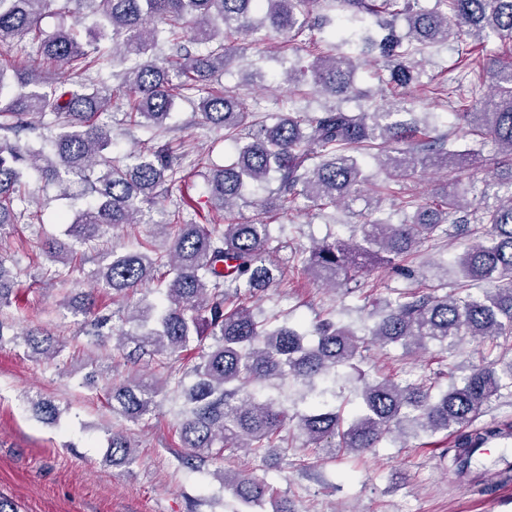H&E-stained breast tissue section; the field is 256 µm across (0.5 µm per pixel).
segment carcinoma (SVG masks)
Here are the masks:
<instances>
[{"label": "carcinoma", "instance_id": "1", "mask_svg": "<svg viewBox=\"0 0 512 512\" xmlns=\"http://www.w3.org/2000/svg\"><path fill=\"white\" fill-rule=\"evenodd\" d=\"M57 1L74 22L44 32L39 24ZM329 11L339 13L334 41L321 49L303 35L331 24ZM88 12L101 13L105 24L84 43L78 24ZM365 15L389 25L381 39L357 29ZM399 18L403 33L391 28ZM263 27L277 40L276 51L293 57L284 81L332 96L335 105L310 117L283 112L268 125L248 121L235 90L207 88L233 61L229 44L252 39L262 51L255 35ZM185 33L198 52L182 44ZM28 36L38 42L39 61L19 68L7 56L0 60V235L21 218L17 204L27 201L22 183L31 172L62 196L77 181L82 189L73 197L87 199L73 216L61 217L67 240L43 242V254L52 259L41 272L48 285L68 280L86 251L99 245L103 228L144 223L146 211L181 181L180 165L166 149L112 156L110 130L93 122L111 106V91L86 76L104 60L125 67L121 87L138 126L166 128L175 101L189 102V93H199L196 108L205 122L234 143L228 163L202 172L211 210L230 212L239 202L257 210L254 221L224 225L187 224L182 209L167 211L154 226L170 236L168 253L154 252L148 240L133 252L112 250V260L94 272V288L59 301L83 317L79 331L92 326L93 344L113 339L115 349L129 350L126 362L135 365L146 356L153 365L150 383L133 374L106 384L112 410L139 423L174 386L183 399L175 433L186 449L181 462L190 469L207 460L223 463L226 450L267 452L293 424L315 445V454L331 459L338 451L365 452L384 440L405 444L456 429L453 462L456 474L465 476L466 453L483 438L503 431L512 436L511 428L475 425L493 399L512 392V360L502 358H484L438 389L403 387L390 376L369 380L360 373L347 420L329 401L342 397L336 378L363 358L370 343L422 352L434 344L445 352L468 338L495 346L512 340V66L500 68L488 93L476 83L437 84L434 91L456 119L446 132L427 121L396 119L406 110L397 90L418 81L432 48L452 45L456 68L475 75L486 60L473 55V45L491 36L512 43V0H434L431 8L419 0H0V47ZM164 39L176 50V58L165 62L157 56ZM368 47L378 50L377 78L391 95L383 96L386 105L355 114L342 101L357 94L355 76L367 65ZM45 62L63 74L49 91L43 90ZM48 112L67 119L65 130L38 146L21 142L19 133L31 127V119ZM469 136L481 148L493 146L480 179L462 178L477 153L455 143ZM374 169L385 174L386 191L429 170L444 174L445 183L423 203L412 194L402 196V207L413 215L391 224L375 216L381 199L364 193ZM300 196L321 209L351 211L361 204L373 216L347 225L348 237L309 248L303 273L318 287L348 291L377 267L409 269L420 245L448 234V224L462 227L466 240L448 260L431 263L443 273L440 285L422 281L383 300L362 335L333 318L318 319L311 341L307 331L286 322L274 325L247 303L286 282V267L268 249L271 225L264 215L290 209ZM450 268L456 274L451 284ZM154 282L158 300L131 303ZM448 287L455 292H444ZM474 288L479 292L472 293ZM17 290L18 274L0 260V313ZM99 292L116 305L104 315ZM115 316L132 328L118 335L101 332ZM14 337L37 362L58 361L65 349L45 329ZM288 375L307 389L301 413H289L255 389ZM28 403L47 423L61 417L50 399L36 395ZM106 448L114 464L134 459L122 431L107 434ZM217 476L246 504L259 505L270 495L265 481L241 472L220 469Z\"/></svg>", "mask_w": 512, "mask_h": 512}]
</instances>
